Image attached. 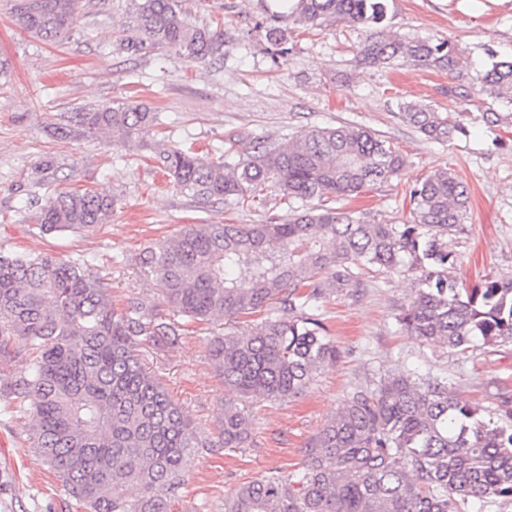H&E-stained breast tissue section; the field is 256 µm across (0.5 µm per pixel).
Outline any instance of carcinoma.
<instances>
[{
	"label": "carcinoma",
	"mask_w": 512,
	"mask_h": 512,
	"mask_svg": "<svg viewBox=\"0 0 512 512\" xmlns=\"http://www.w3.org/2000/svg\"><path fill=\"white\" fill-rule=\"evenodd\" d=\"M133 24L121 46L132 55L177 47L193 60L221 53L224 32L188 24L177 0H132ZM81 0H13L28 32L61 40L81 18ZM288 16L315 27L344 22L365 29L359 52L369 65L416 66L448 73V98L470 90L501 107L493 126L512 125V59L490 52L474 66L448 39L387 31V0H292ZM266 41L287 53L283 30ZM398 118L444 143L467 133L459 112L401 102ZM62 137L112 131L127 143L160 125L143 103L93 106L63 117ZM153 158L188 195L239 205L274 187L301 202L282 222L191 224L173 240L141 250L138 275L159 288L176 315L218 322L266 313L242 336H212L209 358L224 382V417L213 441L142 367L140 337L177 335L175 323L132 297L120 313L83 260L0 251V361L21 337L34 354L29 376L0 389L29 402L31 447L87 512H170L187 457L203 448H242L250 438L246 405L301 393L340 357L322 322L326 299L363 286L360 270L418 273L399 321L413 336L450 351L512 342V278L461 288L449 276L448 237L463 230L465 185L448 171L409 192L411 219L380 224L342 208L316 205L401 176L405 158L370 129L344 124L297 132L286 143L257 141L246 157L197 164L191 149L158 143ZM114 197L60 191L41 205L44 233L89 231L107 223ZM512 503V411L480 420L434 378L389 373L351 391L307 446L297 472L275 471L241 484L224 512H467L477 500Z\"/></svg>",
	"instance_id": "1"
}]
</instances>
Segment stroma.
Returning <instances> with one entry per match:
<instances>
[{"label":"stroma","mask_w":512,"mask_h":512,"mask_svg":"<svg viewBox=\"0 0 512 512\" xmlns=\"http://www.w3.org/2000/svg\"><path fill=\"white\" fill-rule=\"evenodd\" d=\"M269 4L179 0L189 23L225 32L223 55L196 63L176 48L141 56L121 50L129 0H82L79 23L58 43L22 29L12 0H0V250L84 260L105 278L115 310L137 296L167 318L159 290L137 274L141 249L174 239L190 224H261L293 212L271 188L239 207L208 205L177 190L148 149L128 147L108 132L66 138L51 132L60 113L136 101L158 112L170 143L194 145L204 166L227 151L244 155L259 139L284 143L303 129L346 123L369 128L400 149L405 168L400 179L346 200V208L382 224L404 223L409 189L452 171L470 192L464 230L448 241L456 259L452 276L466 288L511 277L512 126H488L489 102L481 96L449 99L446 73L361 62L365 34L343 23L315 28L279 17L288 52L273 57L264 38ZM386 24L402 37L450 39L477 65L490 49L512 55V0H388ZM401 101L462 113L468 132L444 143L427 140L399 120ZM84 188L118 195L110 222L85 232L41 233L38 199ZM415 278L366 271L360 291L325 300L321 318L340 359L291 400L250 403L244 447L190 456L171 512H224L225 498L242 483L275 469H301L310 440L349 392L391 372L437 378L484 420L512 410V343L451 352L411 336L399 316ZM179 326L177 338L141 343L139 358L171 401L213 435L224 413V385L208 355L217 327L184 318ZM30 430L17 403L0 398V438L13 457L0 461V512H83L31 448Z\"/></svg>","instance_id":"obj_1"}]
</instances>
